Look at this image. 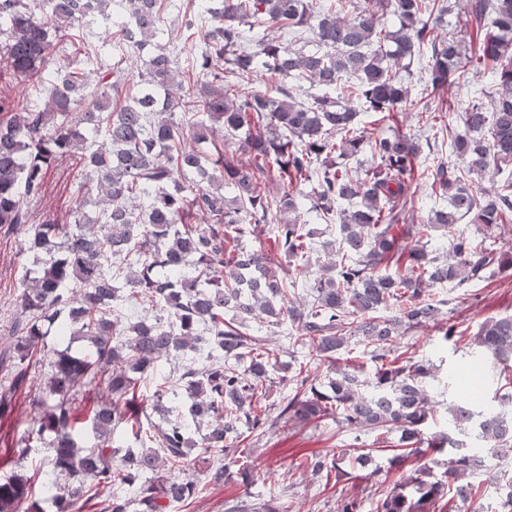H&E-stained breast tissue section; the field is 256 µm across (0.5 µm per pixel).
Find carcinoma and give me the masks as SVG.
Instances as JSON below:
<instances>
[{"instance_id":"1","label":"carcinoma","mask_w":512,"mask_h":512,"mask_svg":"<svg viewBox=\"0 0 512 512\" xmlns=\"http://www.w3.org/2000/svg\"><path fill=\"white\" fill-rule=\"evenodd\" d=\"M198 0L184 22L180 51L199 70L177 80L178 56L166 25L170 0H94L103 25L93 41L81 0H0V79L9 76L44 91V103L0 97V229L21 238L33 256L17 295L24 319L0 342V414L12 407L31 368L43 362L44 386L29 396L27 437L50 448V471L34 491L31 476L0 479V512H81L100 492L114 493L103 512H164L205 489L176 473L190 470L224 481L237 467L241 482L255 472L239 454L243 429L307 424L329 414L358 429L399 432L402 468L415 454H447L458 481L480 463L460 453L447 434L426 437L433 405L426 362L397 340L430 324L446 341L456 325L438 320L424 299L429 287L454 288L512 270V251L493 253L460 235L451 252L433 255L423 239L463 220L488 230L512 222V0ZM459 11L472 27L468 40L440 35L445 16ZM101 53L111 63L89 68ZM136 89L126 92L131 64ZM418 64L424 90L460 82L467 68L497 87L490 107L474 103L451 136L452 163L433 154L431 138L382 127L396 119ZM291 79L266 91L245 88L255 77ZM351 96H338L344 79ZM312 92L300 94L302 84ZM376 116L359 126L354 101ZM215 154L204 144L215 143ZM368 153L358 171L344 160ZM73 161L77 205L72 220L32 223L28 203L39 197L48 170ZM281 185L273 195L268 184ZM430 183L447 204L414 219V193ZM489 186H484V183ZM93 184L95 199L85 197ZM231 195L224 194L225 189ZM338 221V237L322 242L323 258L297 299L280 275L277 255L229 248L245 224H274L278 252L311 264L309 214ZM126 262L123 285L113 261ZM265 266L266 281L233 302L240 270ZM161 308L159 317L131 321L115 307L123 299ZM390 311L383 316L381 312ZM289 327L293 344L314 352L335 377L320 390L308 364L290 382L292 396L267 403L271 374L286 370L278 354L257 346L249 323ZM210 351L198 347V327ZM79 336L80 352L49 349L46 337ZM380 362L358 380L339 364L351 340ZM473 344L491 355L500 380L512 369V315L486 320ZM184 360L179 389L185 413L165 424L168 389L151 408L137 404L145 375L168 357ZM454 426L478 422L476 436L497 456L512 453V415L475 417L465 405L449 409ZM94 441H80L81 419ZM135 448L116 445L117 431ZM209 456L194 457L192 431ZM445 484L426 464L376 501L375 512H441Z\"/></svg>"}]
</instances>
